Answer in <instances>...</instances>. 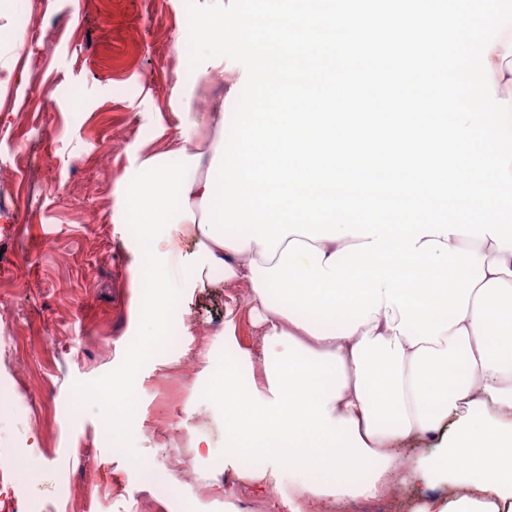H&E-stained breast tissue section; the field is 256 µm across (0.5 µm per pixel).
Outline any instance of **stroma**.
<instances>
[{
  "mask_svg": "<svg viewBox=\"0 0 512 512\" xmlns=\"http://www.w3.org/2000/svg\"><path fill=\"white\" fill-rule=\"evenodd\" d=\"M9 18L28 41L0 105V512H240L239 485L248 512H279L288 487L244 484L247 458H225L205 373L263 376L248 283L175 291L164 344L139 357L147 260L114 209L120 176L170 147L183 88L195 112L234 111L244 67L225 61L230 87L191 67L186 0H13ZM133 362L137 411L116 433L94 392Z\"/></svg>",
  "mask_w": 512,
  "mask_h": 512,
  "instance_id": "obj_1",
  "label": "stroma"
}]
</instances>
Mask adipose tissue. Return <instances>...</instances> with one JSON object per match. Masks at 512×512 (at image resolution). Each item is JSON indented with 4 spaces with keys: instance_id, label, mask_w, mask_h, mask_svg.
<instances>
[{
    "instance_id": "obj_1",
    "label": "adipose tissue",
    "mask_w": 512,
    "mask_h": 512,
    "mask_svg": "<svg viewBox=\"0 0 512 512\" xmlns=\"http://www.w3.org/2000/svg\"><path fill=\"white\" fill-rule=\"evenodd\" d=\"M223 117L219 107L188 118L169 152L120 178L115 209L123 223L138 225L149 260L134 306L152 325L141 355L164 338L165 301L183 270L192 269L197 285L216 269L225 280H247L261 326L263 380L241 389L237 368L227 364L210 393L224 410L226 452L266 461L250 481L276 489L291 480L288 512H301L305 497L369 500L396 483L414 490L418 512H512V465L501 454L512 448V329L495 318L512 308V251L489 238L445 237L477 252L485 278L471 292L466 318L437 342L410 344L394 306L352 333L313 327L263 297L262 245L233 239L223 246L199 226L217 145L201 142L198 130L221 133ZM173 157L179 170L169 167ZM417 437L433 439L431 451L402 466L399 446ZM285 455L295 461L287 471ZM360 465L368 468L363 480L355 476ZM440 484L450 495L431 497Z\"/></svg>"
}]
</instances>
